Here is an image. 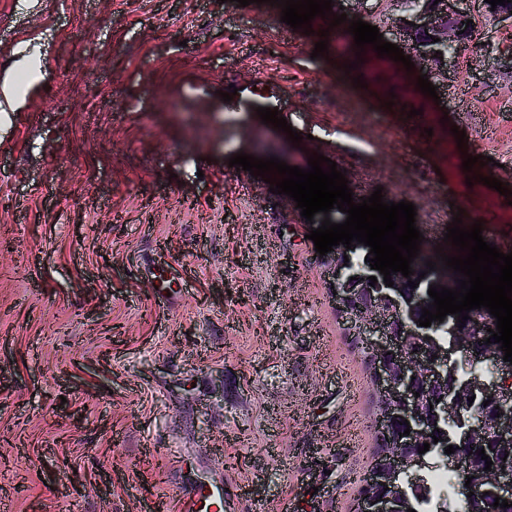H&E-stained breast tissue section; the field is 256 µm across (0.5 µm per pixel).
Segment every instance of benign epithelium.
<instances>
[{"label": "benign epithelium", "mask_w": 512, "mask_h": 512, "mask_svg": "<svg viewBox=\"0 0 512 512\" xmlns=\"http://www.w3.org/2000/svg\"><path fill=\"white\" fill-rule=\"evenodd\" d=\"M395 4L398 14L394 18L396 26L413 34L428 29L438 34L439 41L418 43L419 53L425 54V59L437 64L435 75L446 77V57L456 55L461 30H468L467 19L470 15L456 6L457 0H440L433 4L432 0H388ZM442 52L443 59L434 57L436 52ZM371 255L363 256V263L352 269L342 262L330 264L333 284L336 294L333 295L336 310L342 314L353 335L362 339L367 352L375 357L373 374L375 382L383 388L386 397L394 402L391 410L384 412L376 419V431L383 433L390 423L392 415L410 423V435L400 436V443L412 445L423 440L428 434L427 421L418 406L415 383L411 377L418 380L436 382L452 366L453 357L460 353L478 364L481 362L495 366L502 363V355L496 344L490 345L474 336L473 329L464 324L456 323L453 315L445 317L439 323L434 321L429 327L419 326V317L415 315L413 305L402 293V278L399 274L392 275L394 285H385L383 275L370 267ZM412 280H419L418 296L429 305L432 298L428 295L429 285L439 284L448 288L452 284L448 279L429 271L424 264L413 265ZM425 273L424 279H419L420 273ZM377 278L375 287H370L369 277ZM371 288L372 304L351 308L352 294L356 288ZM404 317V329L400 337H395L389 328L392 315ZM448 326V334L453 336L451 347L445 348L433 340L434 332L443 326ZM415 336L419 347L412 349L405 337ZM437 358H432V355ZM489 401L482 407L491 411L495 417L496 432L502 437L512 434V396L501 392L497 387L485 383L480 377L456 383L455 390L434 404L433 412L439 420L448 421V425L458 428L455 436H442V440L424 454L408 461L400 454L387 457L389 474L396 479H405L417 483L421 471L428 467L430 461L438 460L448 463L455 471L465 467L467 457L473 456V449H461L468 441H477L482 437V415L476 405L469 404L468 398ZM457 447L452 454L445 453V447ZM482 479L500 498L512 496V474L503 469L498 463L491 465V470L482 472ZM399 506L391 492L382 491L376 494H363L357 502V512H397Z\"/></svg>", "instance_id": "obj_1"}]
</instances>
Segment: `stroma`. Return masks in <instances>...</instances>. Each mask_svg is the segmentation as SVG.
Instances as JSON below:
<instances>
[{
  "mask_svg": "<svg viewBox=\"0 0 512 512\" xmlns=\"http://www.w3.org/2000/svg\"><path fill=\"white\" fill-rule=\"evenodd\" d=\"M338 2L406 48L381 0ZM468 7V50L401 107L386 86L340 91L345 72L311 56L319 16L306 35L238 0H0V75L42 62L0 131L9 512H182L217 480L224 512H353L376 458L372 370L295 201L228 162L286 144L256 112L275 108L304 137L290 165L317 152L355 197L412 202L427 250L458 207L512 251V203L462 168L488 156L512 183V26ZM420 108L465 130L466 153Z\"/></svg>",
  "mask_w": 512,
  "mask_h": 512,
  "instance_id": "1",
  "label": "stroma"
}]
</instances>
